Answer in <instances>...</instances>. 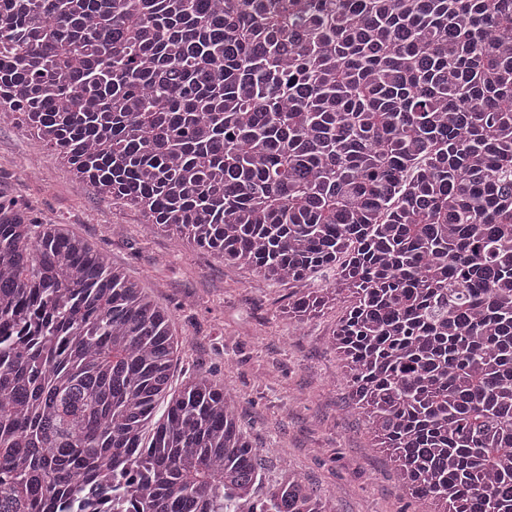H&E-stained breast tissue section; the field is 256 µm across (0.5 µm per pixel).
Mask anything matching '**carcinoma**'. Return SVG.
<instances>
[{
  "label": "carcinoma",
  "mask_w": 512,
  "mask_h": 512,
  "mask_svg": "<svg viewBox=\"0 0 512 512\" xmlns=\"http://www.w3.org/2000/svg\"><path fill=\"white\" fill-rule=\"evenodd\" d=\"M0 116L179 245L355 295L333 344L414 512H512V0H0ZM174 311L0 197V512H335ZM167 402L163 418L156 408Z\"/></svg>",
  "instance_id": "carcinoma-1"
}]
</instances>
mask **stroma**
<instances>
[{
  "mask_svg": "<svg viewBox=\"0 0 512 512\" xmlns=\"http://www.w3.org/2000/svg\"><path fill=\"white\" fill-rule=\"evenodd\" d=\"M30 162L40 174L29 179ZM0 195L25 203L48 224H65L172 307L187 343L181 371L226 379L267 474L281 462L336 497V512H405L386 452L363 415L348 409L343 363L330 339L343 304L294 327L288 286L246 275L205 249L174 250L140 211L119 207L13 124L0 125Z\"/></svg>",
  "mask_w": 512,
  "mask_h": 512,
  "instance_id": "35a3bbf8",
  "label": "stroma"
}]
</instances>
